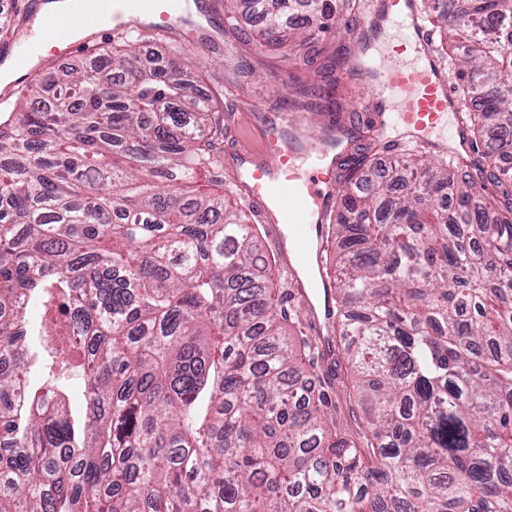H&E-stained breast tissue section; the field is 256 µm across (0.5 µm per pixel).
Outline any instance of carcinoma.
Masks as SVG:
<instances>
[{
  "instance_id": "carcinoma-1",
  "label": "carcinoma",
  "mask_w": 512,
  "mask_h": 512,
  "mask_svg": "<svg viewBox=\"0 0 512 512\" xmlns=\"http://www.w3.org/2000/svg\"><path fill=\"white\" fill-rule=\"evenodd\" d=\"M299 47L365 0H228ZM485 163L363 155L330 218L341 344L374 442L303 381L274 267L224 183V92L139 43L30 83L0 127V512H512V0H436ZM55 87L48 100L45 89ZM74 308L83 351L22 383L23 312ZM86 383L76 427L61 377Z\"/></svg>"
}]
</instances>
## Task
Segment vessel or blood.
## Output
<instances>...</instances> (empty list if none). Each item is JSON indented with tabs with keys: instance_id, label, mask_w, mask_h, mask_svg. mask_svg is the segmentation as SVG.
Here are the masks:
<instances>
[{
	"instance_id": "b4317fda",
	"label": "vessel or blood",
	"mask_w": 512,
	"mask_h": 512,
	"mask_svg": "<svg viewBox=\"0 0 512 512\" xmlns=\"http://www.w3.org/2000/svg\"><path fill=\"white\" fill-rule=\"evenodd\" d=\"M83 8L66 26L53 18L40 20L54 42V56H71L79 47L73 33L85 30L98 39L108 30L138 29L148 36L185 27L189 18L178 13L173 0H82ZM397 30L414 51L408 61L385 62L365 55L356 64L368 72L369 96L376 103L392 102L391 111L366 113L363 122L376 136L388 126L405 130L407 142L424 145L426 134L447 112L455 111L453 81L434 52L433 33L416 8V0H373L359 26L377 35L382 25ZM228 146L245 177L244 189L259 222L270 225L279 250L290 253V298L309 308L321 352L335 347L327 330L336 323L331 281L322 270L324 239L319 226L336 198L332 177L345 158L340 136L311 128L295 115L256 127L250 110L231 112Z\"/></svg>"
}]
</instances>
